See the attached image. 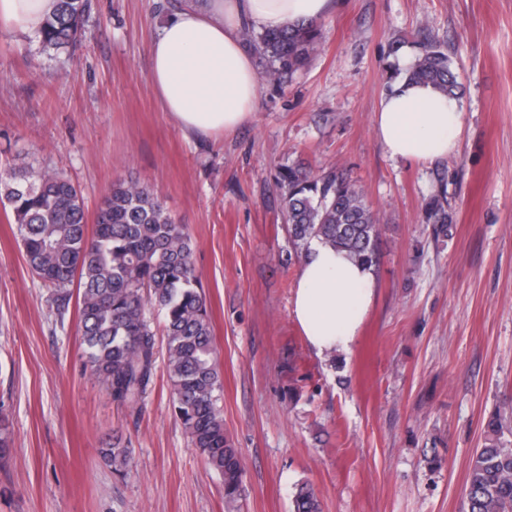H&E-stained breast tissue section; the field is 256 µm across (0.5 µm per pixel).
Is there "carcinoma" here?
<instances>
[{
  "instance_id": "1",
  "label": "carcinoma",
  "mask_w": 512,
  "mask_h": 512,
  "mask_svg": "<svg viewBox=\"0 0 512 512\" xmlns=\"http://www.w3.org/2000/svg\"><path fill=\"white\" fill-rule=\"evenodd\" d=\"M90 0H57L39 33L44 53L74 46ZM262 77L282 84L320 46V29L301 25L278 32L244 28ZM405 79L454 97L457 76L440 43L415 42ZM282 212L298 253L319 240L355 261L377 265V217L362 187L336 169L314 174L301 164L279 169ZM0 198L17 226L27 271L51 291L50 308L64 321L76 299L86 365L112 401L141 412L157 360V333L147 312L162 316L171 403L190 444L223 478L225 512H241L240 454L224 430V384L207 300L200 291L191 237L145 186L116 181L88 225L84 199L65 175L0 161ZM426 219L445 233L454 214L445 192L434 195ZM12 452V423L0 410V460ZM124 477L131 448L119 437L102 449ZM292 512H321L314 489L298 486ZM463 512H512V415L495 409L469 464Z\"/></svg>"
}]
</instances>
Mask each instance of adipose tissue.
<instances>
[{
    "label": "adipose tissue",
    "mask_w": 512,
    "mask_h": 512,
    "mask_svg": "<svg viewBox=\"0 0 512 512\" xmlns=\"http://www.w3.org/2000/svg\"><path fill=\"white\" fill-rule=\"evenodd\" d=\"M55 2L0 0V30L38 32ZM334 8V0H182L161 22L151 48L149 79L163 110L188 135L219 134L249 122L260 82L243 29L318 23ZM463 123L457 99L401 81L382 98L374 129L390 159L428 163L456 154ZM374 295L371 268L315 240L300 265L292 314L316 356L348 355Z\"/></svg>",
    "instance_id": "1"
}]
</instances>
